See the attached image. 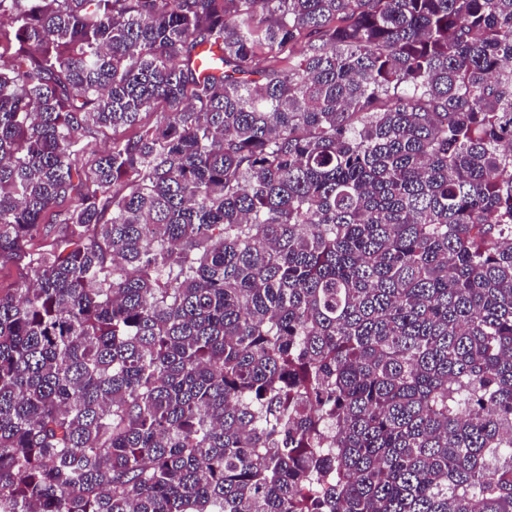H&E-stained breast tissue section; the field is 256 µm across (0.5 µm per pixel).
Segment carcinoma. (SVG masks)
<instances>
[{"mask_svg": "<svg viewBox=\"0 0 512 512\" xmlns=\"http://www.w3.org/2000/svg\"><path fill=\"white\" fill-rule=\"evenodd\" d=\"M3 15L0 512H512V0ZM26 262L23 260L0 266V289L7 291L22 286L29 274Z\"/></svg>", "mask_w": 512, "mask_h": 512, "instance_id": "cac0c4a2", "label": "carcinoma"}]
</instances>
